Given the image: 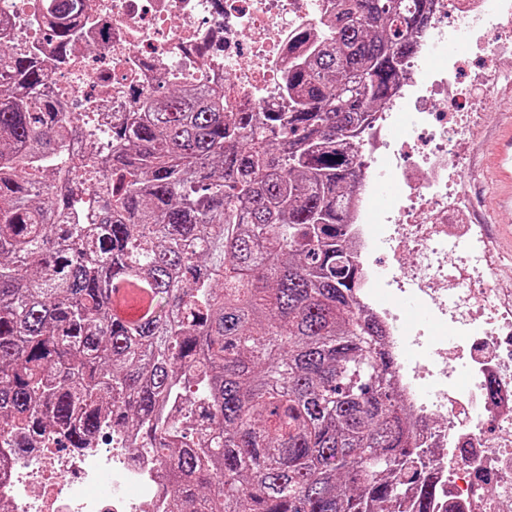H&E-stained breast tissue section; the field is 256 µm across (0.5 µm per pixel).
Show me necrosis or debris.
Returning <instances> with one entry per match:
<instances>
[{"mask_svg": "<svg viewBox=\"0 0 512 512\" xmlns=\"http://www.w3.org/2000/svg\"><path fill=\"white\" fill-rule=\"evenodd\" d=\"M50 0H0V20L21 52L51 57ZM333 0H89L67 64L45 94L94 120L98 153L114 121L169 84H224L228 112L286 101L293 36L316 31ZM432 23L406 61L387 111L378 113L361 187L346 228L355 294L376 317L395 359V383L417 428V446L440 488L435 512H512V298L494 288V257L481 225H459L467 207L462 157L480 119L484 77L460 76L469 33L497 28L512 45V0H432ZM108 42H100L101 30ZM411 133L393 135L401 119ZM400 186L375 208L383 180ZM421 306L423 325L402 310ZM164 470L129 437L91 448H43L0 480L7 512H165Z\"/></svg>", "mask_w": 512, "mask_h": 512, "instance_id": "necrosis-or-debris-1", "label": "necrosis or debris"}]
</instances>
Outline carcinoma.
Segmentation results:
<instances>
[{
	"label": "carcinoma",
	"mask_w": 512,
	"mask_h": 512,
	"mask_svg": "<svg viewBox=\"0 0 512 512\" xmlns=\"http://www.w3.org/2000/svg\"><path fill=\"white\" fill-rule=\"evenodd\" d=\"M86 0H54L53 64L0 35V477L52 437L135 431L168 512H432L383 327L345 247L362 145L428 0H336L285 110L170 87L112 125L85 221L58 160L88 123L42 88ZM206 405L203 435L176 399Z\"/></svg>",
	"instance_id": "obj_1"
}]
</instances>
